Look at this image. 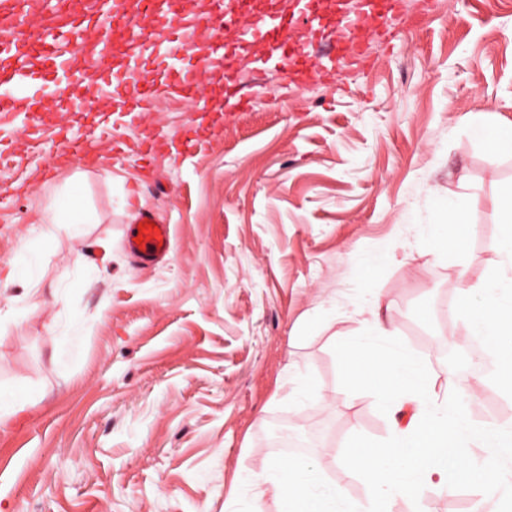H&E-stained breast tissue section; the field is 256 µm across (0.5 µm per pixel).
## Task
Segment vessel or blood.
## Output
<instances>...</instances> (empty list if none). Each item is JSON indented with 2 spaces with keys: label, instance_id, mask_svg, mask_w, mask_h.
<instances>
[{
  "label": "vessel or blood",
  "instance_id": "1",
  "mask_svg": "<svg viewBox=\"0 0 512 512\" xmlns=\"http://www.w3.org/2000/svg\"><path fill=\"white\" fill-rule=\"evenodd\" d=\"M290 9L265 12L255 8L254 0H221L217 12L207 20L216 35L215 47L225 53L224 66L231 80L226 100L196 96L195 77L182 76L178 88L193 97L197 111L223 110L225 103L239 108L246 97L233 82L235 57L227 53L226 37L236 41L270 43L289 29L294 15L305 16L311 42L321 41L326 30L336 33L330 50L336 59L348 55L364 56L366 47L356 37L367 31L379 37L389 36L401 17V0H360L357 8H341L333 20H325L320 0H290ZM43 23L29 24L31 0H0V26L9 29V39L0 41V143L14 135L13 122H21L31 139H38L41 118L37 96L52 90L70 102L75 111H83L85 74L76 64L82 48L83 26L61 22L58 0H41ZM94 25L99 32L100 54L123 49L128 58L125 74L119 78L102 77L96 95L112 99L117 87H124L132 102L147 99L150 88L137 78L139 61L157 56L168 65L181 63L189 51L186 35L177 33L164 8L163 0H98ZM126 247L138 265L152 266L163 260L170 249V229L148 212L130 224Z\"/></svg>",
  "mask_w": 512,
  "mask_h": 512
}]
</instances>
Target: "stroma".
Masks as SVG:
<instances>
[{
  "instance_id": "obj_1",
  "label": "stroma",
  "mask_w": 512,
  "mask_h": 512,
  "mask_svg": "<svg viewBox=\"0 0 512 512\" xmlns=\"http://www.w3.org/2000/svg\"><path fill=\"white\" fill-rule=\"evenodd\" d=\"M400 36L370 41L334 76L270 48L239 56L254 84L243 110L199 114L158 95L137 128L92 112H47L45 144L14 135L0 165V389L29 394L0 422V512H279L247 477L278 453L273 431L313 442L311 461L355 500L340 464L355 433L390 435L367 393L339 384L332 347L370 316L355 261L372 263L380 319L437 380L464 350L451 288L488 267L492 214L512 153L489 152V126L512 125V0H405ZM78 132L102 166L52 147ZM197 144L185 149L186 135ZM164 142L149 155L144 137ZM77 186L91 215L80 236L42 246L31 230L57 191ZM473 198L461 249L421 253L414 223L434 196ZM171 228L166 262L137 268L125 249L137 211ZM40 252L35 290L5 282L9 261ZM318 395L288 401L289 376ZM460 381L483 401L476 422L512 419L492 376ZM466 490L426 491L391 512H480Z\"/></svg>"
}]
</instances>
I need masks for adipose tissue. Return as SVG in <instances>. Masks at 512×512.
I'll return each instance as SVG.
<instances>
[{
    "instance_id": "adipose-tissue-1",
    "label": "adipose tissue",
    "mask_w": 512,
    "mask_h": 512,
    "mask_svg": "<svg viewBox=\"0 0 512 512\" xmlns=\"http://www.w3.org/2000/svg\"><path fill=\"white\" fill-rule=\"evenodd\" d=\"M473 205V200L465 198H434L426 222L418 227L423 249L440 256L449 247L461 246L457 227L465 223ZM493 222L499 227V235L492 244V266L476 277L460 274L452 289L458 318L467 335L493 337V366L503 370L502 381L512 390V184L501 188Z\"/></svg>"
}]
</instances>
